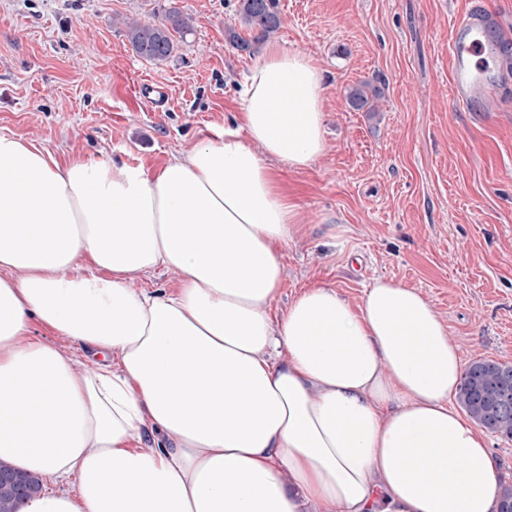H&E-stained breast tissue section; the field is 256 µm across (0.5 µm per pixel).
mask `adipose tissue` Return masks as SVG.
Returning a JSON list of instances; mask_svg holds the SVG:
<instances>
[{
	"mask_svg": "<svg viewBox=\"0 0 512 512\" xmlns=\"http://www.w3.org/2000/svg\"><path fill=\"white\" fill-rule=\"evenodd\" d=\"M325 83L267 43L234 127L152 174L0 134V462L76 483L19 512H498L487 438L450 404L459 348L419 291L316 287L269 314L298 216L278 169L322 154ZM159 265L175 292L131 287Z\"/></svg>",
	"mask_w": 512,
	"mask_h": 512,
	"instance_id": "ef3b65f1",
	"label": "adipose tissue"
}]
</instances>
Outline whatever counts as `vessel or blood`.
<instances>
[{
  "label": "vessel or blood",
  "mask_w": 512,
  "mask_h": 512,
  "mask_svg": "<svg viewBox=\"0 0 512 512\" xmlns=\"http://www.w3.org/2000/svg\"><path fill=\"white\" fill-rule=\"evenodd\" d=\"M496 13L472 0L454 24L448 55L450 92L454 102L476 112L489 111L501 90L512 84V66L504 59L503 38L494 36Z\"/></svg>",
  "instance_id": "vessel-or-blood-1"
}]
</instances>
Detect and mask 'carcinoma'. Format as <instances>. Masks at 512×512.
Returning <instances> with one entry per match:
<instances>
[{
	"label": "carcinoma",
	"instance_id": "carcinoma-1",
	"mask_svg": "<svg viewBox=\"0 0 512 512\" xmlns=\"http://www.w3.org/2000/svg\"><path fill=\"white\" fill-rule=\"evenodd\" d=\"M238 23L250 32L245 39L230 31V41L250 54L259 52L263 42L280 26L276 0H239ZM193 30L192 19L172 10L162 23L132 21L126 25V37L133 51L149 61L168 59L175 50V36L185 37ZM377 90L363 83L347 92L351 107L372 112L371 97ZM457 402L478 427L512 440V364L482 356L466 368L456 392ZM15 489L0 482V512H16Z\"/></svg>",
	"mask_w": 512,
	"mask_h": 512
}]
</instances>
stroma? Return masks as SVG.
I'll return each mask as SVG.
<instances>
[{"label":"stroma","instance_id":"stroma-1","mask_svg":"<svg viewBox=\"0 0 512 512\" xmlns=\"http://www.w3.org/2000/svg\"><path fill=\"white\" fill-rule=\"evenodd\" d=\"M467 0H279L272 39L328 77L325 149L286 170L299 224L281 251L271 315L310 287L351 303L380 277L435 306L463 364H512V99L448 101V49ZM238 0H0V134L60 161L105 158L153 172L208 128L232 123L255 56L229 39ZM193 31L164 61L139 57L119 18ZM377 86L378 109L348 88ZM149 85L158 108L138 90Z\"/></svg>","mask_w":512,"mask_h":512}]
</instances>
